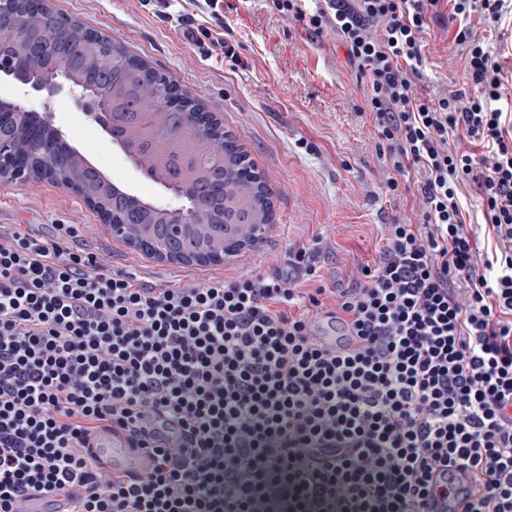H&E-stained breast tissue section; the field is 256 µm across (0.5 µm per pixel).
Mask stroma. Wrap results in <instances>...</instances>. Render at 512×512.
Listing matches in <instances>:
<instances>
[{
    "instance_id": "35a3bbf8",
    "label": "stroma",
    "mask_w": 512,
    "mask_h": 512,
    "mask_svg": "<svg viewBox=\"0 0 512 512\" xmlns=\"http://www.w3.org/2000/svg\"><path fill=\"white\" fill-rule=\"evenodd\" d=\"M50 0L64 17L119 42L153 69L175 79L249 153L272 192L275 216L267 225L270 248H250L219 264L183 265L144 255L77 193L46 180L0 185V225L19 224L49 238L59 224H75L81 247L96 253L108 270L155 285L204 283L239 273H273L288 266L289 249L317 245L316 264L327 287H350L357 266L376 260L394 220L416 221V198L389 195L384 159L376 143L373 113L363 111L364 83L336 36H315L281 16L270 0H224L221 17L201 11L195 0ZM205 27L238 44L246 67L233 69L222 55L202 57L189 31ZM424 63L416 87L438 95L473 92L465 53L445 23L433 22L424 38ZM50 112L69 143L113 183L149 200L169 192L142 176L73 99L51 101L0 82V99Z\"/></svg>"
}]
</instances>
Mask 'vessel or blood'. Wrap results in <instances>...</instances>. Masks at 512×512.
Here are the masks:
<instances>
[{"mask_svg": "<svg viewBox=\"0 0 512 512\" xmlns=\"http://www.w3.org/2000/svg\"><path fill=\"white\" fill-rule=\"evenodd\" d=\"M313 327L321 343L333 348L340 344L331 313L319 315ZM84 454L91 460L96 478L102 484L121 477H142L153 467L151 451L131 447L125 432L116 427L94 434ZM79 491V485L73 484L48 497L38 494L22 497L15 501L13 512H71V499Z\"/></svg>", "mask_w": 512, "mask_h": 512, "instance_id": "1", "label": "vessel or blood"}]
</instances>
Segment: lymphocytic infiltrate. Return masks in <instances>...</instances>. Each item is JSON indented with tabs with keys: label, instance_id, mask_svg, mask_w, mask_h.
Masks as SVG:
<instances>
[{
	"label": "lymphocytic infiltrate",
	"instance_id": "obj_1",
	"mask_svg": "<svg viewBox=\"0 0 512 512\" xmlns=\"http://www.w3.org/2000/svg\"><path fill=\"white\" fill-rule=\"evenodd\" d=\"M440 2L272 0L334 32L366 78L386 190L420 175L418 222L386 225L352 287L322 285L304 246L284 273L160 288L109 273L75 225L49 240L0 225V512L72 483L71 512H425L438 496L512 512V92L474 32L512 0H450L475 91L427 96ZM471 182L489 253L465 222ZM326 309L355 348L316 340ZM157 416L187 454L155 444ZM112 426L151 449L149 477L97 484L77 450Z\"/></svg>",
	"mask_w": 512,
	"mask_h": 512
}]
</instances>
